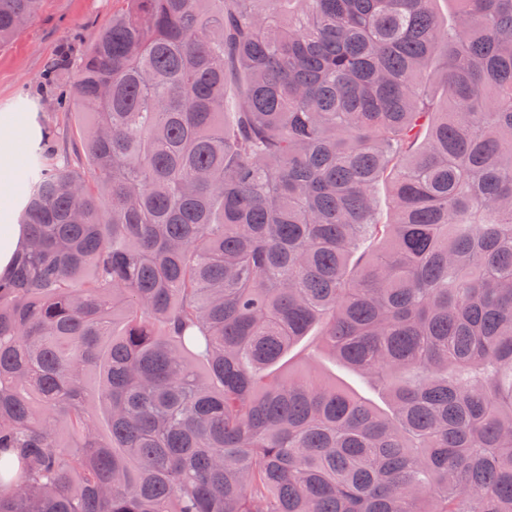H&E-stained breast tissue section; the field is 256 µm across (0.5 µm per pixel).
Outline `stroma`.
<instances>
[{
	"mask_svg": "<svg viewBox=\"0 0 512 512\" xmlns=\"http://www.w3.org/2000/svg\"><path fill=\"white\" fill-rule=\"evenodd\" d=\"M125 0H44L39 18L0 46V113H35L42 131L52 132L57 150L67 148L75 130L70 69H55L57 59L79 60L97 32L124 9ZM319 373L378 407L386 402L359 374L333 358L319 361Z\"/></svg>",
	"mask_w": 512,
	"mask_h": 512,
	"instance_id": "obj_1",
	"label": "stroma"
}]
</instances>
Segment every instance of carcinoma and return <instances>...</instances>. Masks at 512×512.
Masks as SVG:
<instances>
[{
    "label": "carcinoma",
    "mask_w": 512,
    "mask_h": 512,
    "mask_svg": "<svg viewBox=\"0 0 512 512\" xmlns=\"http://www.w3.org/2000/svg\"><path fill=\"white\" fill-rule=\"evenodd\" d=\"M432 2L112 15L0 277V512H512V0ZM316 326L388 410L282 376Z\"/></svg>",
    "instance_id": "1"
}]
</instances>
